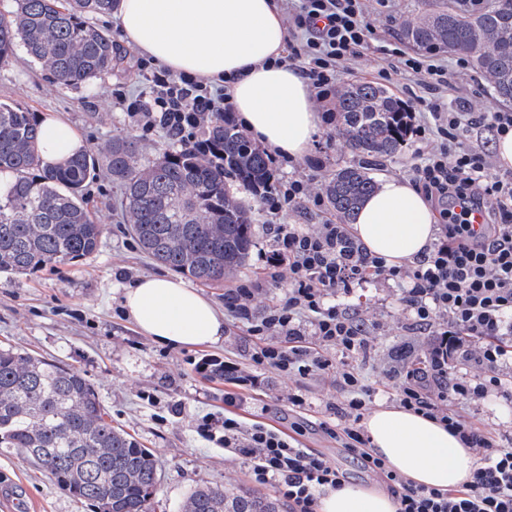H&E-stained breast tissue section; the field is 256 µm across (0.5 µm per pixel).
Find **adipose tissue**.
<instances>
[{
	"mask_svg": "<svg viewBox=\"0 0 512 512\" xmlns=\"http://www.w3.org/2000/svg\"><path fill=\"white\" fill-rule=\"evenodd\" d=\"M118 40L172 72L210 80L228 78L239 123L283 156L305 157L320 118L309 84L285 65L288 31L276 0H121ZM84 143L73 125L46 117L39 145L45 165L57 166ZM437 215L416 187L384 180L363 202L353 233L367 251L400 266L422 255L434 239ZM121 305L137 331L161 345L192 348L224 338V313L176 277L147 276L124 288ZM374 453L414 485L447 489L470 480L469 449L435 420L396 406L365 421ZM318 512H397L379 488L343 483L328 490Z\"/></svg>",
	"mask_w": 512,
	"mask_h": 512,
	"instance_id": "ef3b65f1",
	"label": "adipose tissue"
}]
</instances>
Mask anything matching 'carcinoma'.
I'll return each instance as SVG.
<instances>
[{"mask_svg": "<svg viewBox=\"0 0 512 512\" xmlns=\"http://www.w3.org/2000/svg\"><path fill=\"white\" fill-rule=\"evenodd\" d=\"M0 12V64L21 46L53 82L74 87L112 71L117 48L92 22L119 0H15ZM425 14L407 18L402 39L422 53L463 54L495 97L512 101V0H490L475 13L451 0H424ZM336 136L362 158L340 167L325 193L343 224L376 188L369 167L394 157L406 140L402 100L372 82L336 90ZM37 113L0 101V273L27 275L74 266L93 256L104 226L83 195L98 159L79 152L41 168ZM215 154L163 145L144 161L124 135L105 147L107 172L119 187L125 223L156 263L202 284H221L244 266L254 246L252 207L237 195L268 179L263 152L230 120L209 132ZM0 449L23 451L71 495L96 512H151L158 483L152 451L112 419L87 379L69 366L0 346ZM183 512H280L247 489L201 486Z\"/></svg>", "mask_w": 512, "mask_h": 512, "instance_id": "obj_1", "label": "carcinoma"}]
</instances>
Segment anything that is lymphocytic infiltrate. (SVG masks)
Returning <instances> with one entry per match:
<instances>
[{
  "label": "lymphocytic infiltrate",
  "instance_id": "1",
  "mask_svg": "<svg viewBox=\"0 0 512 512\" xmlns=\"http://www.w3.org/2000/svg\"><path fill=\"white\" fill-rule=\"evenodd\" d=\"M367 10L368 0H287L292 37L282 62L307 80L317 99L335 94L340 66L367 48L373 34ZM380 51L396 57L400 73L425 78L429 87L452 83L442 61L407 52L396 40H387ZM133 68L140 86L118 83L112 89L128 122L142 136L161 131L180 145L208 150L204 132L232 110L226 83L175 74L143 56ZM408 118L412 135L429 132L438 139L414 169L415 186L442 219L433 247L409 271L387 265L367 252L348 225L314 223L325 209L323 195L311 193L305 181L280 178L284 156L266 152L274 176L257 196L268 217L271 249L258 255L260 276L235 283L224 295L229 316L253 338L245 352L251 367L216 358L197 364L201 372L223 371L232 386L222 409L198 419L197 434L248 459L253 481L275 487L288 512H317L320 496L340 487L343 475L324 454L282 430L239 419L237 411L246 403L239 391L260 386L258 367L279 377V401L298 409L307 406L305 380L335 373L337 398L326 403L328 418L320 429L383 482L398 512H512V448L504 435L478 426L466 411L493 396L512 403V391L502 382L512 364V175L492 173L487 153L469 142L482 128L497 136L511 132L512 111L475 112L464 100L450 107L416 98L408 104ZM477 209L484 210V223H472ZM290 212L307 216V223H282ZM390 280L400 285L408 323L426 330L431 342L391 385L389 398L436 420L469 448L476 467L461 487L413 485L388 469L364 433L374 389L349 359L389 323L350 308L344 299L359 285ZM277 284L284 287L281 297L261 304L264 289ZM333 350L346 354V361L333 364ZM460 364L478 368V377L455 374Z\"/></svg>",
  "mask_w": 512,
  "mask_h": 512
}]
</instances>
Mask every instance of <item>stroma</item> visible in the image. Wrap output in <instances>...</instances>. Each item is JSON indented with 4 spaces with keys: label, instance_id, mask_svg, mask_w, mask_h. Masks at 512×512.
Returning <instances> with one entry per match:
<instances>
[{
    "label": "stroma",
    "instance_id": "stroma-1",
    "mask_svg": "<svg viewBox=\"0 0 512 512\" xmlns=\"http://www.w3.org/2000/svg\"><path fill=\"white\" fill-rule=\"evenodd\" d=\"M422 0H390L380 6L369 4L368 21L380 33L399 26L407 15H422ZM390 58L368 46L360 57L341 67L337 84L350 81L373 82L387 87L400 99L438 97L451 102L468 100L475 111H496L502 101L490 95L484 79L474 70L455 78L452 89L429 90L420 79L407 80L389 73ZM126 67L89 86L63 88L17 52L0 66V100L27 105L38 114H56L73 124L83 135L88 152L96 154L113 138L130 131L124 112L112 101L113 84L129 81ZM335 124L321 123L310 150L325 159L323 172L313 173L305 160L284 165L282 177L311 179L313 190H322L337 167L352 161V154L335 137ZM89 205L105 227L98 251L83 264L49 269L28 275L0 274V342L33 351L81 372L97 391L115 426L134 434L156 456L159 482L152 512H180L186 496L199 485L246 488L275 496L269 486H255L251 464L225 455L200 440L192 427L198 415L223 407V379L197 373L196 362L204 356L245 364L242 346L249 343L245 326L225 318L224 340L217 345L192 349L171 348L140 335L120 313L119 300L129 280L167 274L143 254L128 225L121 218V192L106 171L86 187ZM427 333L408 329L394 321L391 328L373 339L368 351L356 361L365 376L380 371L398 374L402 350H423ZM267 386L245 389L243 397L266 406L263 422L290 431L296 414L274 398L279 379L268 374ZM304 391L312 403L306 417L310 424L299 437L301 444L325 453L343 471L346 482L372 485L376 479L350 455L326 437L316 421L321 409L336 395L333 378L309 380ZM153 393L156 404H148L145 393ZM0 512H93L92 506L58 486L51 477L17 453L0 454Z\"/></svg>",
    "mask_w": 512,
    "mask_h": 512
}]
</instances>
